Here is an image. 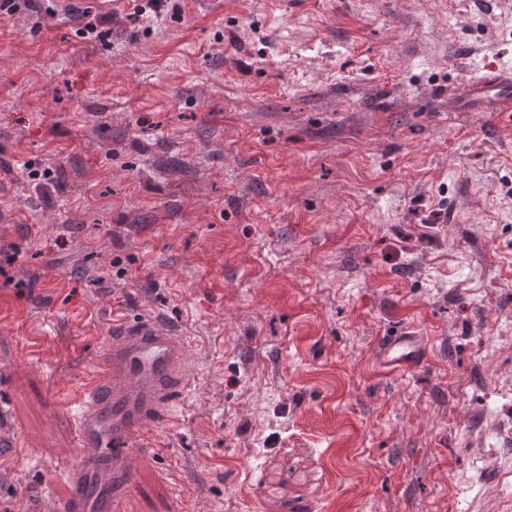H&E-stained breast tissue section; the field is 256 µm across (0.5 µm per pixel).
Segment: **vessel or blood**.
Returning a JSON list of instances; mask_svg holds the SVG:
<instances>
[{"mask_svg": "<svg viewBox=\"0 0 512 512\" xmlns=\"http://www.w3.org/2000/svg\"><path fill=\"white\" fill-rule=\"evenodd\" d=\"M459 100L484 98L495 111L512 112V77L491 74L463 83ZM384 366H414V337H387ZM184 338L148 317L116 315L104 357L69 398L78 431L79 460L70 470L71 493L62 512H127L134 479L145 459L169 445L178 419L169 407L186 391Z\"/></svg>", "mask_w": 512, "mask_h": 512, "instance_id": "vessel-or-blood-1", "label": "vessel or blood"}]
</instances>
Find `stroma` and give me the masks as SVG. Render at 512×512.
Instances as JSON below:
<instances>
[{
	"mask_svg": "<svg viewBox=\"0 0 512 512\" xmlns=\"http://www.w3.org/2000/svg\"><path fill=\"white\" fill-rule=\"evenodd\" d=\"M178 3L0 13V512H59L116 313L189 373L128 512H512V115L455 97L512 0ZM384 367L389 372H398L412 367L420 360V347L415 336H389L383 343Z\"/></svg>",
	"mask_w": 512,
	"mask_h": 512,
	"instance_id": "stroma-1",
	"label": "stroma"
}]
</instances>
